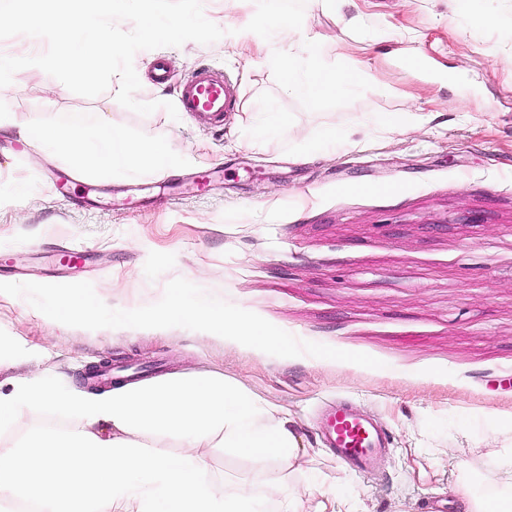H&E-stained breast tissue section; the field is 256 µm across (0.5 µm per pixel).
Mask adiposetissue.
<instances>
[{"mask_svg":"<svg viewBox=\"0 0 512 512\" xmlns=\"http://www.w3.org/2000/svg\"><path fill=\"white\" fill-rule=\"evenodd\" d=\"M279 64L289 91L313 100L363 79L315 61L298 67L284 56ZM1 126L78 167L129 168L145 158L165 169L174 164L158 145L133 142L109 125L90 135L72 125L44 132L0 114ZM46 405L75 415L79 424L62 435L41 432L0 448V502L27 504L31 512H306L282 476L299 450L287 415L221 375L124 384L103 393L18 379L0 390V431ZM163 436L179 439L181 451H158L155 442ZM215 442L252 461L277 463L279 474L267 480L277 496L246 491L230 479L213 495L204 450Z\"/></svg>","mask_w":512,"mask_h":512,"instance_id":"1","label":"adipose tissue"}]
</instances>
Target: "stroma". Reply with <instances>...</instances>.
<instances>
[{
    "label": "stroma",
    "instance_id": "35a3bbf8",
    "mask_svg": "<svg viewBox=\"0 0 512 512\" xmlns=\"http://www.w3.org/2000/svg\"><path fill=\"white\" fill-rule=\"evenodd\" d=\"M254 0H207L219 41L142 50L141 102H172L202 63L236 85L223 125L122 107L117 85L69 91L36 67L0 88V113L47 129L102 124L158 142L181 166L76 171L16 130H0V282L93 284L116 309L159 301L182 277L299 339L361 352L380 369L310 356L281 358L208 332L63 325L0 293V385L44 378L88 391L103 362H136L143 380L222 374L284 408L306 456L290 472L304 499L341 494L353 512H466L462 489L490 493L512 456V0H485L484 19L451 0H306L301 30L257 53ZM363 25L349 27L347 17ZM315 41L335 69L365 80L318 101L290 93L277 65ZM165 58L169 81L151 79ZM285 113L262 135L251 115ZM333 127L350 142L313 151ZM26 193H16L17 184ZM88 260L58 265L66 247ZM345 401L390 436L365 473L322 441L326 404ZM74 416L43 407L0 432L12 446ZM211 490L231 477L265 491L271 465L205 451Z\"/></svg>",
    "mask_w": 512,
    "mask_h": 512
}]
</instances>
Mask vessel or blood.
Wrapping results in <instances>:
<instances>
[{
	"mask_svg": "<svg viewBox=\"0 0 512 512\" xmlns=\"http://www.w3.org/2000/svg\"><path fill=\"white\" fill-rule=\"evenodd\" d=\"M235 101L233 83L202 65L183 84L178 108L185 115L204 114L220 124L225 113L233 110ZM324 436L338 457L359 470L374 467L389 444L385 430L343 404L336 405L328 416Z\"/></svg>",
	"mask_w": 512,
	"mask_h": 512,
	"instance_id": "1",
	"label": "vessel or blood"
}]
</instances>
